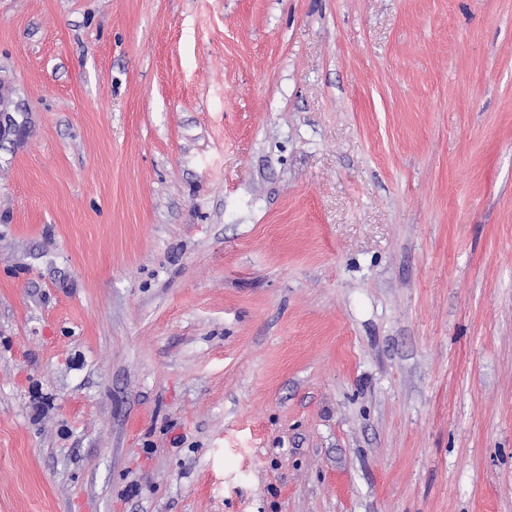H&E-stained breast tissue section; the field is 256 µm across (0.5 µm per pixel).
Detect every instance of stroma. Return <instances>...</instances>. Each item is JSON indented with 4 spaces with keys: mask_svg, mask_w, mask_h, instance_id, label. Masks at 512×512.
<instances>
[{
    "mask_svg": "<svg viewBox=\"0 0 512 512\" xmlns=\"http://www.w3.org/2000/svg\"><path fill=\"white\" fill-rule=\"evenodd\" d=\"M0 512H512V0H0Z\"/></svg>",
    "mask_w": 512,
    "mask_h": 512,
    "instance_id": "35a3bbf8",
    "label": "stroma"
}]
</instances>
